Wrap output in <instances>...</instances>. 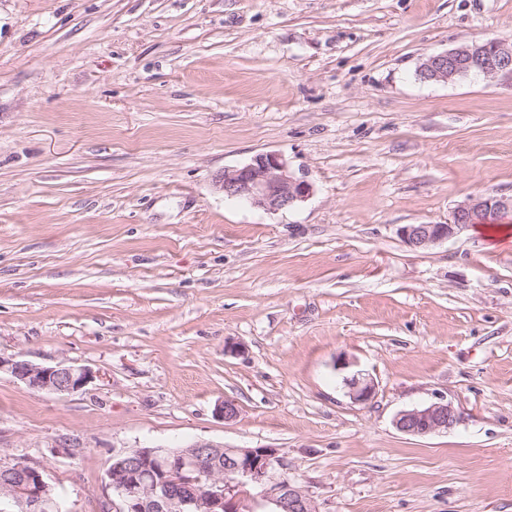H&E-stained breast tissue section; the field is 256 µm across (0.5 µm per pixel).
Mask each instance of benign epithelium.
<instances>
[{"label":"benign epithelium","instance_id":"1","mask_svg":"<svg viewBox=\"0 0 512 512\" xmlns=\"http://www.w3.org/2000/svg\"><path fill=\"white\" fill-rule=\"evenodd\" d=\"M426 80L449 83L471 73L486 78L512 77V41L496 38L462 44L427 57L419 66ZM224 197L245 202L269 213L290 210L313 193L308 181L294 176L281 155L259 153L219 178ZM512 214V196H471L457 204L446 224H408L401 227L403 242L425 249L478 226L497 224ZM6 372L28 388L56 394L77 393L93 382L86 366L58 363L42 366L0 356V373ZM349 397L358 403L375 392L372 379L357 374L346 380ZM460 421L452 403L444 400L399 412L393 424L407 435L446 432ZM124 465L110 475L115 512H318L314 500L299 486L276 475L284 466L274 448H227L198 440L162 454L160 448H135ZM224 461L209 469L205 485L185 492L171 481V472L195 469L203 459ZM65 512L41 471L28 464L9 468L0 479V512Z\"/></svg>","mask_w":512,"mask_h":512}]
</instances>
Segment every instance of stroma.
Returning a JSON list of instances; mask_svg holds the SVG:
<instances>
[{"mask_svg":"<svg viewBox=\"0 0 512 512\" xmlns=\"http://www.w3.org/2000/svg\"><path fill=\"white\" fill-rule=\"evenodd\" d=\"M492 38L512 0H0V355L97 374H1L0 464L108 512L110 458L204 440L318 512H512V247L399 236L512 196V77L418 74ZM262 152L312 196L225 199ZM442 399L453 429L394 427ZM6 372L28 388L56 394L77 393L93 382L92 370L86 366L58 363L42 366L25 360L0 355V374ZM349 397L358 403H364L370 400L375 392V385L371 378L363 376L361 373L353 375L346 379Z\"/></svg>","mask_w":512,"mask_h":512,"instance_id":"35a3bbf8","label":"stroma"}]
</instances>
